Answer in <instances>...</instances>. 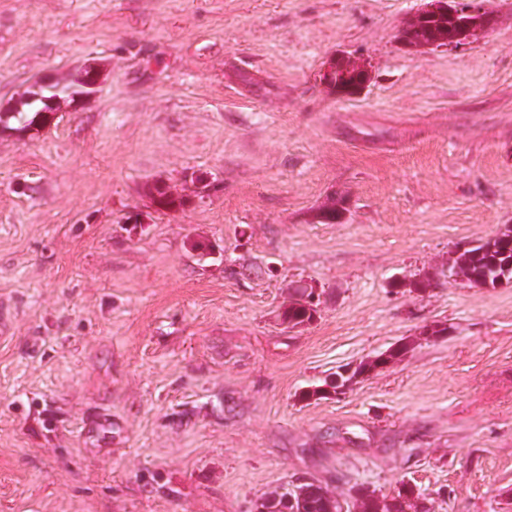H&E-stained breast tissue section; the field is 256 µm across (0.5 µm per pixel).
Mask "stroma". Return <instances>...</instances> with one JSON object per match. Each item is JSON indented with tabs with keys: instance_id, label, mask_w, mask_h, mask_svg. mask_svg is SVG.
<instances>
[{
	"instance_id": "1",
	"label": "stroma",
	"mask_w": 512,
	"mask_h": 512,
	"mask_svg": "<svg viewBox=\"0 0 512 512\" xmlns=\"http://www.w3.org/2000/svg\"><path fill=\"white\" fill-rule=\"evenodd\" d=\"M422 2L0 0L1 107L105 69L0 135V512H251L302 475L512 512V283L445 275L512 226V0L418 51ZM339 53L361 94L321 83ZM296 281L319 301L290 328ZM89 71L91 75L90 80L77 82L75 84L73 79L68 81V85H73L64 91V96L56 95L49 100H45L48 105L52 108L51 111H41L47 109L46 104L42 100H37L33 103H23L22 111L19 112H2L0 113V124L7 129L14 130H33L39 131L50 122V117L46 115V112H56L61 104L67 102L76 103L84 99L89 98L94 94L95 89L99 83L101 77V71L99 67L93 62L85 63L79 70V79L83 78V73ZM75 84V85H74ZM10 119H15L19 123V127L13 128L9 126ZM377 364L371 363V364H361L358 368L353 370L350 374L344 375L345 373L340 372L337 370L335 373L331 375V377L327 380H325V383L323 386H317L312 391L305 392L302 397L303 399H310L313 396H319L322 397V395H325L328 390L326 387H329L333 389L334 392H337L338 389L344 388L348 384L353 386L354 384L358 383V379L360 376L364 375L365 373L371 371L372 369H376ZM325 387V388H324ZM336 395H342V392L338 390Z\"/></svg>"
}]
</instances>
